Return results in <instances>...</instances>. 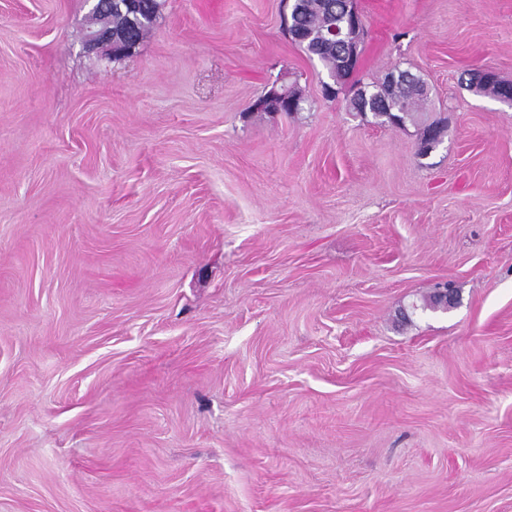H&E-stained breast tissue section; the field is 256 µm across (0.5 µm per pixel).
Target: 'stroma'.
Wrapping results in <instances>:
<instances>
[{
  "mask_svg": "<svg viewBox=\"0 0 512 512\" xmlns=\"http://www.w3.org/2000/svg\"><path fill=\"white\" fill-rule=\"evenodd\" d=\"M357 7L429 157L281 0H162L120 58L0 0V512H512V108L467 86L512 82V0ZM297 6L295 21L298 23L299 34L296 42L303 52L312 60H317L328 74L336 76V83L342 86L352 76L351 71H339L336 68V44L322 42L319 33L323 32L325 23L324 12L319 1L325 0H293ZM412 78L404 86L401 94L392 100V112H372L376 103V98L382 93V86H360L357 88L355 97L351 100L349 109L351 112H356L362 116L371 113L376 123L387 125L390 123V115L396 116L398 119V127H404L407 122L418 124L420 126V138L424 139L425 148L418 150L420 156H426L433 151L441 142V133H445L447 128V121L445 118H434L433 120L419 117V107L422 104V99L418 97L413 90L415 83H425L419 76L416 77L410 73ZM434 126H440L435 130L431 129ZM298 102H300V96L295 91L284 86L277 88L274 85L253 104V108L263 112H280L283 108Z\"/></svg>",
  "mask_w": 512,
  "mask_h": 512,
  "instance_id": "stroma-1",
  "label": "stroma"
}]
</instances>
